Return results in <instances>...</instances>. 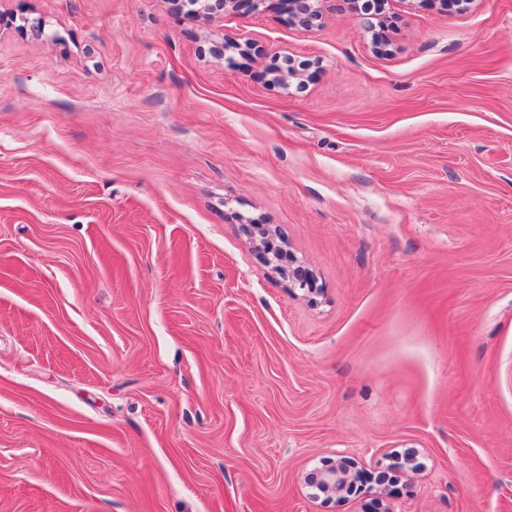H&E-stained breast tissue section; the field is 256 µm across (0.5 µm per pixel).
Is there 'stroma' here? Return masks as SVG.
I'll return each instance as SVG.
<instances>
[{"label":"stroma","instance_id":"obj_1","mask_svg":"<svg viewBox=\"0 0 512 512\" xmlns=\"http://www.w3.org/2000/svg\"><path fill=\"white\" fill-rule=\"evenodd\" d=\"M320 9L0 0V512H512V0ZM320 0H281L283 10L288 14L289 22L309 26L319 15ZM258 230L259 246L268 265H272L283 275H287L288 280L294 288L306 291L308 294L317 292V288L312 279L311 273L301 265L293 266V261L288 259V266L284 265V255L281 249L276 246L268 233L260 224H252ZM353 460L341 457L336 465L326 466L311 473L309 484L326 497L325 503L336 501L357 490V477L352 473Z\"/></svg>","mask_w":512,"mask_h":512}]
</instances>
